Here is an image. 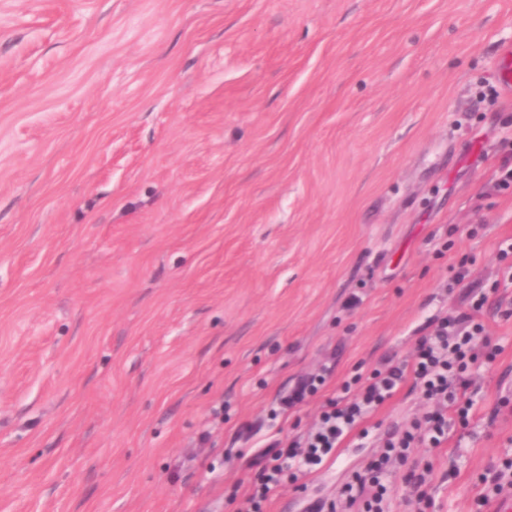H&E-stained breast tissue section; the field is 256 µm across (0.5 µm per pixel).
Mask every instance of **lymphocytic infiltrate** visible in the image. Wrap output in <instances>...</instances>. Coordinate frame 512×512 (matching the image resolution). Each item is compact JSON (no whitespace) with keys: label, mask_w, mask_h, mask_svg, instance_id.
Instances as JSON below:
<instances>
[{"label":"lymphocytic infiltrate","mask_w":512,"mask_h":512,"mask_svg":"<svg viewBox=\"0 0 512 512\" xmlns=\"http://www.w3.org/2000/svg\"><path fill=\"white\" fill-rule=\"evenodd\" d=\"M483 304L479 298L470 311L438 319L434 330L419 338L410 357H386L356 397L328 400L306 436L274 451L258 449L251 461L258 472L245 496L243 512H261L262 502L275 494L283 477L293 468L310 470L320 466L358 423L374 414L410 380L436 401V409L413 421L410 429L391 434L384 451L371 461L366 474L356 476L346 485L341 504L329 506L330 512H385L386 488L379 480L380 474L392 461L406 462L416 442L426 439L440 445L448 434L449 411L468 417L473 407L467 395L471 382L463 372L479 356L492 360L500 353L484 338L485 328L475 319Z\"/></svg>","instance_id":"f902f5d3"}]
</instances>
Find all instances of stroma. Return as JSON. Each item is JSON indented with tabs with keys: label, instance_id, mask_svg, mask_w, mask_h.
Here are the masks:
<instances>
[{
	"label": "stroma",
	"instance_id": "1",
	"mask_svg": "<svg viewBox=\"0 0 512 512\" xmlns=\"http://www.w3.org/2000/svg\"><path fill=\"white\" fill-rule=\"evenodd\" d=\"M506 43L512 0H0V512H238L254 448L411 354L462 263L501 353L412 460L428 512H496ZM427 406L404 387L264 512L336 499ZM322 375L313 376H302L298 378L294 386L288 392V395L280 400V405L283 410L293 408L296 405L304 402L308 396L314 395L318 390V385H322L325 382V376L331 374L332 370L330 366H323Z\"/></svg>",
	"mask_w": 512,
	"mask_h": 512
}]
</instances>
